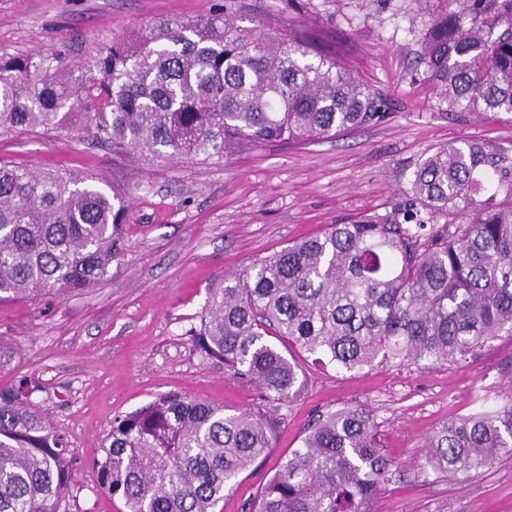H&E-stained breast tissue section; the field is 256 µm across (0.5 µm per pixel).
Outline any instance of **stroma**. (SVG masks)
Returning <instances> with one entry per match:
<instances>
[{"label": "stroma", "instance_id": "obj_1", "mask_svg": "<svg viewBox=\"0 0 512 512\" xmlns=\"http://www.w3.org/2000/svg\"><path fill=\"white\" fill-rule=\"evenodd\" d=\"M438 0H0V52L65 51L82 77L93 48L163 20L245 13L315 29L388 103L378 124L293 147L266 145L221 163L146 165L113 155L87 133L68 140L26 132L0 138V159L70 169L124 189L126 251L110 278L76 296L0 302V388L37 379L35 399L76 455L71 512H123L99 486L95 463L116 415L177 391L233 410L260 409L255 385L203 360L192 332L229 270L389 205L428 150L469 140L512 145V115L445 118L422 78L418 41ZM301 397L277 407L268 457L241 473L216 512H247L315 415L369 409L396 472L373 512H512V457L470 475H424L426 438L446 422L499 402L512 336L459 363L340 371L296 353Z\"/></svg>", "mask_w": 512, "mask_h": 512}]
</instances>
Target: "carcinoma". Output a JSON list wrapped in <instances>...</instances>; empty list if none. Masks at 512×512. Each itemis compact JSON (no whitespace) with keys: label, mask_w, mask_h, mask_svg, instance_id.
I'll return each mask as SVG.
<instances>
[{"label":"carcinoma","mask_w":512,"mask_h":512,"mask_svg":"<svg viewBox=\"0 0 512 512\" xmlns=\"http://www.w3.org/2000/svg\"><path fill=\"white\" fill-rule=\"evenodd\" d=\"M419 44L444 115H512V0H442ZM84 79L61 50L0 54V137L70 138L120 157L222 162L383 121L384 100L313 30L245 15L168 20L96 48ZM128 193L90 175L0 160V302L107 280L126 249ZM512 335V148L470 140L426 152L383 211L330 224L211 290L200 356L270 403L302 391L273 337L345 371L456 362ZM21 384L0 388V512H70L74 459ZM508 400L442 425L422 472L467 474L512 456ZM276 420L177 392L112 420L99 483L126 512H215L272 448ZM369 411L320 413L248 512H371L392 480Z\"/></svg>","instance_id":"carcinoma-1"}]
</instances>
